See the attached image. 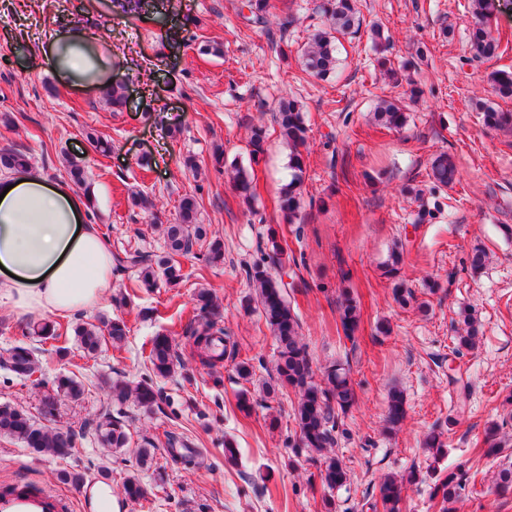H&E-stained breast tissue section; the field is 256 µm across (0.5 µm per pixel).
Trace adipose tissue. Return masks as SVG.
Wrapping results in <instances>:
<instances>
[{"mask_svg": "<svg viewBox=\"0 0 512 512\" xmlns=\"http://www.w3.org/2000/svg\"><path fill=\"white\" fill-rule=\"evenodd\" d=\"M47 54L68 86L111 81L112 56L90 31L58 34ZM86 212L67 186L36 175L0 177V306L61 317L98 304L112 285V254Z\"/></svg>", "mask_w": 512, "mask_h": 512, "instance_id": "obj_1", "label": "adipose tissue"}]
</instances>
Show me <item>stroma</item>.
<instances>
[{"mask_svg":"<svg viewBox=\"0 0 512 512\" xmlns=\"http://www.w3.org/2000/svg\"><path fill=\"white\" fill-rule=\"evenodd\" d=\"M323 0H270L265 25L246 27L241 0H170L171 7L144 23L115 20L109 0H0V113L20 115L0 123V149L17 147L30 172L67 182L66 164L84 165L98 210L91 221L105 230L112 251L132 246L164 249V227L175 222L186 194L200 203L209 237L224 240V260L208 264L195 248L182 257L185 280L125 292L128 273L112 277L103 301L69 323L99 316L122 318L130 333L122 350L103 347L95 358L59 360L52 342L23 335L36 313L0 308V359L17 345L37 347L40 370L22 380L0 367V404L39 416L56 376L76 374L89 394L62 402L51 424L78 433L70 456L58 459L0 435V485L25 480L60 488L62 470L84 473L87 484L109 477L118 512H384L385 477L415 472L403 485L400 512H438L431 498L435 476L456 473L461 484L455 512H512L500 494L503 468H512V135L482 122L485 107L512 111L496 96L490 78L512 71V50L492 60H470L471 0H359L362 27L342 37L335 74L320 80L303 69L296 50L324 29ZM388 40L387 58L399 78L421 90L407 104L402 129L383 127L372 112L380 100L403 99L377 65L372 28ZM90 30L112 45V78L127 88L128 102L113 110L103 95L64 87L42 47L64 31ZM222 43L220 56L201 53L206 41ZM303 106L310 128L301 153L305 179L299 223L277 207L291 175L290 149L272 119L280 98ZM267 134L251 158L253 127ZM109 141L107 155L91 140ZM246 167L257 183L252 205L240 203L213 154ZM448 154L453 184L437 186L432 164ZM193 157L197 168L184 165ZM421 189V200L403 194ZM154 204L145 212L131 192ZM431 207L416 223L420 206ZM275 228L296 261L295 311L300 338L314 370L340 363L355 402L339 416L332 449L347 471L331 490L318 465L294 454L298 398L288 391L266 400L262 384L277 360V346L258 310L243 308L246 272L260 261L267 228ZM405 242L401 277L408 304L396 302L384 265ZM482 251L486 262L472 270ZM211 289L215 311L233 345L216 369L203 367L193 341L179 334L198 288ZM352 297L360 310L353 339H345L340 304ZM478 321L480 342L457 350L464 315ZM169 335L178 356L172 377L154 378L160 402L152 412L133 403L114 405L104 379L132 383L148 376L144 350ZM249 363L252 380L237 375ZM403 398L404 418L387 429L392 392ZM253 406L242 410L240 393ZM119 414L130 436L110 452L83 435L104 409ZM498 426L501 446L485 455V434ZM439 432L444 452L432 457L423 441ZM175 433L192 455L164 444ZM158 447L148 467L138 451ZM236 450L224 458L225 443ZM139 477L146 497L126 500L122 482Z\"/></svg>","mask_w":512,"mask_h":512,"instance_id":"stroma-1","label":"stroma"}]
</instances>
